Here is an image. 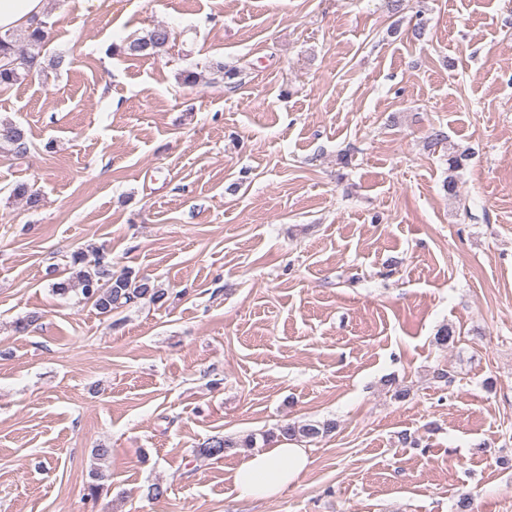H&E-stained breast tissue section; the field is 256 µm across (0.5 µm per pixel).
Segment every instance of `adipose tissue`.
I'll use <instances>...</instances> for the list:
<instances>
[{"label": "adipose tissue", "instance_id": "ef3b65f1", "mask_svg": "<svg viewBox=\"0 0 512 512\" xmlns=\"http://www.w3.org/2000/svg\"><path fill=\"white\" fill-rule=\"evenodd\" d=\"M311 463L308 449L278 442L243 456L234 470L233 484L243 496L264 501L296 485Z\"/></svg>", "mask_w": 512, "mask_h": 512}]
</instances>
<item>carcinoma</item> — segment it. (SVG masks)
Here are the masks:
<instances>
[{"instance_id": "1", "label": "carcinoma", "mask_w": 512, "mask_h": 512, "mask_svg": "<svg viewBox=\"0 0 512 512\" xmlns=\"http://www.w3.org/2000/svg\"><path fill=\"white\" fill-rule=\"evenodd\" d=\"M48 19L40 20L25 29L7 30L0 33V89H6L44 72L43 51L46 46ZM171 40V31L158 25L142 37L132 39L119 50L137 57H153L164 49ZM12 146L20 151L26 149L24 130L8 119L0 120V146ZM12 196L23 200L29 207L39 205L38 192L26 182H18L12 189ZM59 295L71 291H80L83 298L92 303L94 308L103 315L125 306L147 299L153 304L168 301V289L140 277L128 270L122 274L112 272V258L104 252L97 251L93 259L82 251L71 256L70 275L68 278L53 284ZM336 424L327 421L310 423L288 421L281 424L277 431L262 436L268 442L274 438L288 441L314 440L320 435L334 429ZM257 447V438L250 434L233 439L214 436L207 440L201 448L202 454L210 457H221L241 448Z\"/></svg>"}]
</instances>
